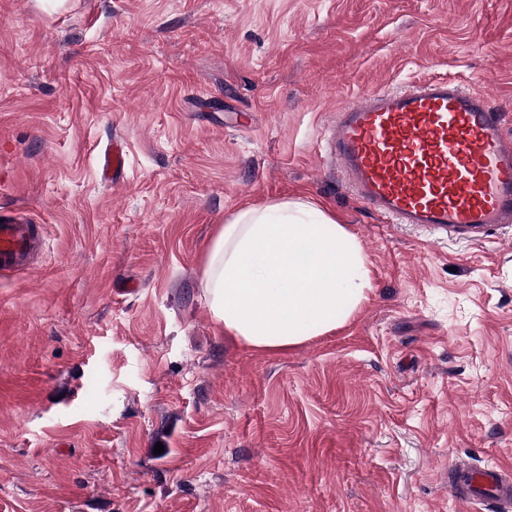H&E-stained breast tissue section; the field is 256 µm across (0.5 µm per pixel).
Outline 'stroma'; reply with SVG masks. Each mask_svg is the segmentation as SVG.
Listing matches in <instances>:
<instances>
[{"mask_svg":"<svg viewBox=\"0 0 512 512\" xmlns=\"http://www.w3.org/2000/svg\"><path fill=\"white\" fill-rule=\"evenodd\" d=\"M432 76L512 114V0H0V217L47 243L0 271V512H481L445 469L512 468V225L386 223L316 147L340 106ZM285 198L358 239L369 288L259 351L203 271ZM128 157V147L122 137H114L112 145L100 156L101 174L104 180L112 175V185L124 181V172Z\"/></svg>","mask_w":512,"mask_h":512,"instance_id":"obj_1","label":"stroma"}]
</instances>
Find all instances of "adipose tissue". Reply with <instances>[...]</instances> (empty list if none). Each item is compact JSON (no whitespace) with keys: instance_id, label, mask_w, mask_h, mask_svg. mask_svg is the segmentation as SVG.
Wrapping results in <instances>:
<instances>
[{"instance_id":"1","label":"adipose tissue","mask_w":512,"mask_h":512,"mask_svg":"<svg viewBox=\"0 0 512 512\" xmlns=\"http://www.w3.org/2000/svg\"><path fill=\"white\" fill-rule=\"evenodd\" d=\"M202 283L224 331L250 348L279 350L342 324L368 280L355 238L311 201L287 198L228 220Z\"/></svg>"}]
</instances>
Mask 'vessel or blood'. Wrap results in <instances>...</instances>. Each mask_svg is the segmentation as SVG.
Wrapping results in <instances>:
<instances>
[{
    "mask_svg": "<svg viewBox=\"0 0 512 512\" xmlns=\"http://www.w3.org/2000/svg\"><path fill=\"white\" fill-rule=\"evenodd\" d=\"M321 156L343 185L392 224L475 236L512 223V133L488 98L443 77L378 90L347 103L325 126ZM128 147L117 137L100 156L103 179L121 183ZM45 247L42 225L0 221V270H24ZM466 505L485 496L512 504V472L448 469Z\"/></svg>",
    "mask_w": 512,
    "mask_h": 512,
    "instance_id": "1",
    "label": "vessel or blood"
}]
</instances>
